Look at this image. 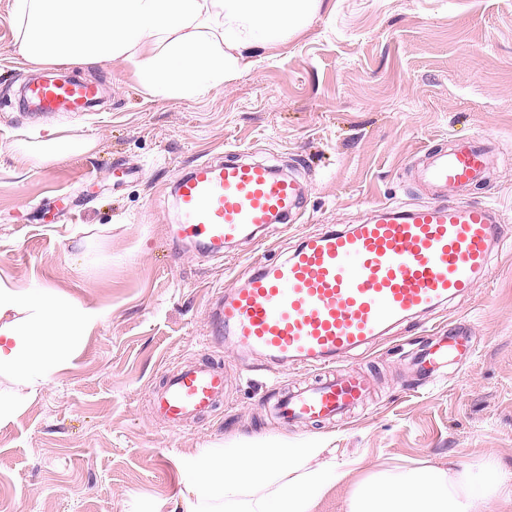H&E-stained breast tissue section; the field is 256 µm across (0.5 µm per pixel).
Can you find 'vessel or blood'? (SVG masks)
I'll list each match as a JSON object with an SVG mask.
<instances>
[{"label": "vessel or blood", "mask_w": 512, "mask_h": 512, "mask_svg": "<svg viewBox=\"0 0 512 512\" xmlns=\"http://www.w3.org/2000/svg\"><path fill=\"white\" fill-rule=\"evenodd\" d=\"M97 85L72 79L30 84L26 101L44 112L82 115L98 99ZM475 139H454L426 152L417 180L434 196L412 209L389 204L365 223L307 235L285 258H253L242 286L211 303L213 341L292 365L312 379L279 396L272 411L285 425L343 416L370 393L367 376L334 366L371 346L408 317L475 294L490 273L491 252L504 239L498 212L488 205H448V194L479 181L490 166ZM176 243L219 257L234 241L288 223L302 210L293 179L271 166L235 156L205 159L175 180ZM465 352L454 335L420 349L415 365L434 375ZM224 398V370L211 364L171 371L155 391L152 411L171 428L210 413Z\"/></svg>", "instance_id": "b4317fda"}]
</instances>
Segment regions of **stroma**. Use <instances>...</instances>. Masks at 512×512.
<instances>
[{"label": "stroma", "mask_w": 512, "mask_h": 512, "mask_svg": "<svg viewBox=\"0 0 512 512\" xmlns=\"http://www.w3.org/2000/svg\"><path fill=\"white\" fill-rule=\"evenodd\" d=\"M14 0H0V277L101 308L78 354L0 421V502L11 512H181V465L199 449L317 439L347 479L310 512H343L373 469L497 462L512 473V0H324L314 22L232 82L195 98L146 90L115 62L58 72L99 85L79 118L21 101L37 73L14 42ZM68 126L97 147L41 168L15 134ZM479 138L494 168L451 205L496 207L508 245L484 288L392 330L348 358L375 397L344 421L290 428L263 402L299 381L264 357L208 340L207 306L238 287L254 253L174 248L175 175L209 156L283 169L305 189L303 218L264 243L282 257L309 234L359 224L390 203H432L409 171L414 153ZM135 169L119 180L113 165ZM462 330L470 354L414 386L410 355ZM208 357L224 368L223 402L171 429L153 418L167 370Z\"/></svg>", "instance_id": "obj_1"}]
</instances>
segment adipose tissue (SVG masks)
Segmentation results:
<instances>
[{
	"label": "adipose tissue",
	"instance_id": "1",
	"mask_svg": "<svg viewBox=\"0 0 512 512\" xmlns=\"http://www.w3.org/2000/svg\"><path fill=\"white\" fill-rule=\"evenodd\" d=\"M323 0H14L16 44L32 68L120 61L155 94L197 98L248 72L257 58L306 28ZM94 138L60 128L16 139L14 150L51 166L90 153ZM101 309L52 289L0 281V371L35 390L63 368L102 321ZM315 441L205 448L189 458L181 512H309L342 478ZM512 504V475L497 463L380 469L357 483L344 512H489Z\"/></svg>",
	"mask_w": 512,
	"mask_h": 512
}]
</instances>
